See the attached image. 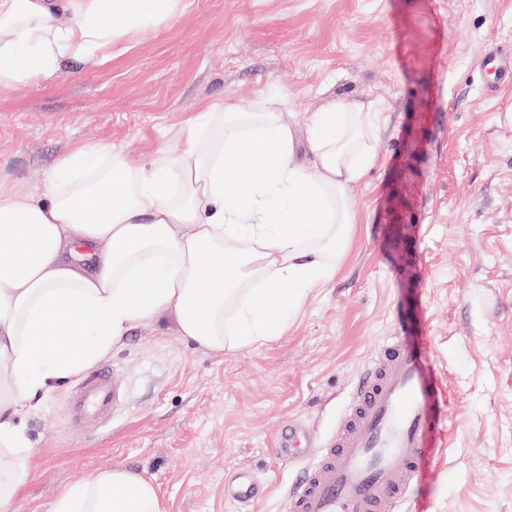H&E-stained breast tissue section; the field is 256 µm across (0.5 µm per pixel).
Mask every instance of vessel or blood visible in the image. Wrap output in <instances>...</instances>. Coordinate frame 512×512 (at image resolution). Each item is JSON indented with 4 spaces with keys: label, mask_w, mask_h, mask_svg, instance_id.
<instances>
[{
    "label": "vessel or blood",
    "mask_w": 512,
    "mask_h": 512,
    "mask_svg": "<svg viewBox=\"0 0 512 512\" xmlns=\"http://www.w3.org/2000/svg\"><path fill=\"white\" fill-rule=\"evenodd\" d=\"M124 398L110 366H101L70 390L73 428L108 424ZM445 392L421 359L418 343L390 337L360 374L344 424L326 444L309 449L305 427L282 432L276 451L285 459L309 450L284 512H401L409 491L444 435ZM258 494L248 469L224 486V498L247 502Z\"/></svg>",
    "instance_id": "vessel-or-blood-1"
}]
</instances>
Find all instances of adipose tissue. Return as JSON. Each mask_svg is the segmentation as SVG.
Wrapping results in <instances>:
<instances>
[{
    "label": "adipose tissue",
    "mask_w": 512,
    "mask_h": 512,
    "mask_svg": "<svg viewBox=\"0 0 512 512\" xmlns=\"http://www.w3.org/2000/svg\"><path fill=\"white\" fill-rule=\"evenodd\" d=\"M183 0H0V86L176 20ZM150 164L79 147L42 193L0 189V512L28 479L22 406L90 369L136 324L170 318L214 353L267 343L336 275L349 189L379 155L373 104L332 100L308 127L280 102L201 112ZM91 248L92 265L76 257ZM50 512H165L154 484L97 470Z\"/></svg>",
    "instance_id": "1"
}]
</instances>
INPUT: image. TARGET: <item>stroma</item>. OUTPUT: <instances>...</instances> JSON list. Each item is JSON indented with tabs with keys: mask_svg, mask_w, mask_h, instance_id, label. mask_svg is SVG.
Returning <instances> with one entry per match:
<instances>
[{
	"mask_svg": "<svg viewBox=\"0 0 512 512\" xmlns=\"http://www.w3.org/2000/svg\"><path fill=\"white\" fill-rule=\"evenodd\" d=\"M157 35L67 60L37 88L0 86V187L42 191L83 145L144 163L182 148L202 110L281 100L307 126L330 100L373 103L382 149L351 189L355 234L333 280L277 339L211 353L171 320L131 328L105 358L125 386L97 432L68 386L23 416L33 451L15 512H49L105 467L155 485L165 512H281L304 459L290 424L335 431L358 373L391 336H423L446 385L449 434L412 487L414 512H512V87L480 58L512 53V0H184ZM263 486L224 500L238 468ZM309 443V434L305 427L299 424H291L285 432H282L276 451L285 459L297 457Z\"/></svg>",
	"mask_w": 512,
	"mask_h": 512,
	"instance_id": "1",
	"label": "stroma"
}]
</instances>
